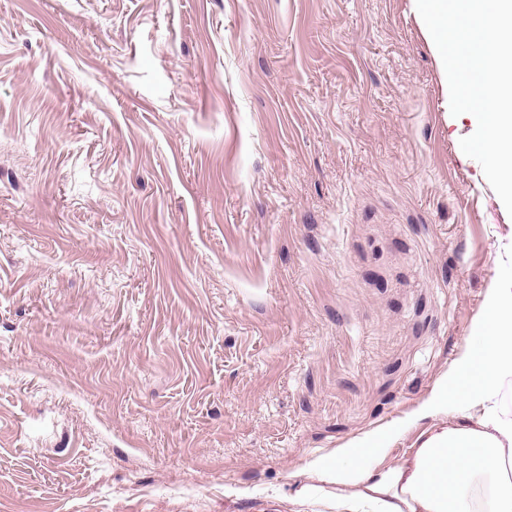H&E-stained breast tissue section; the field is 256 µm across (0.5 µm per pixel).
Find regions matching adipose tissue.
I'll use <instances>...</instances> for the list:
<instances>
[{
	"label": "adipose tissue",
	"instance_id": "ef3b65f1",
	"mask_svg": "<svg viewBox=\"0 0 512 512\" xmlns=\"http://www.w3.org/2000/svg\"><path fill=\"white\" fill-rule=\"evenodd\" d=\"M512 379V284L489 289L478 341L467 347L421 406L431 418L417 448L377 468L399 422L349 441L311 467L336 486L343 512L375 501L382 512H512V413L501 389Z\"/></svg>",
	"mask_w": 512,
	"mask_h": 512
}]
</instances>
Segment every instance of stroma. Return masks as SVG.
Listing matches in <instances>:
<instances>
[{
    "label": "stroma",
    "mask_w": 512,
    "mask_h": 512,
    "mask_svg": "<svg viewBox=\"0 0 512 512\" xmlns=\"http://www.w3.org/2000/svg\"><path fill=\"white\" fill-rule=\"evenodd\" d=\"M416 0H0V512H337L512 280ZM308 494H301V487Z\"/></svg>",
    "instance_id": "obj_1"
}]
</instances>
